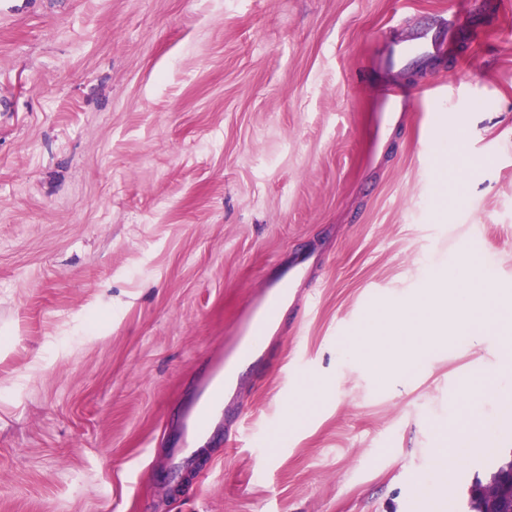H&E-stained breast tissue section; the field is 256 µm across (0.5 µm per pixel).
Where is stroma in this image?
Instances as JSON below:
<instances>
[{
	"label": "stroma",
	"instance_id": "1",
	"mask_svg": "<svg viewBox=\"0 0 512 512\" xmlns=\"http://www.w3.org/2000/svg\"><path fill=\"white\" fill-rule=\"evenodd\" d=\"M444 15L443 57L389 62ZM456 259L512 315V0H0V512H467L486 452L437 458L473 422L512 455L497 330L392 376L347 347ZM275 314L276 309L274 307V302H268L264 304L259 311L251 313L247 322L251 329V337L253 340L247 345H242L240 342L237 343L239 355L241 357H247L250 354L261 331L264 330V325L269 319L273 318Z\"/></svg>",
	"mask_w": 512,
	"mask_h": 512
}]
</instances>
